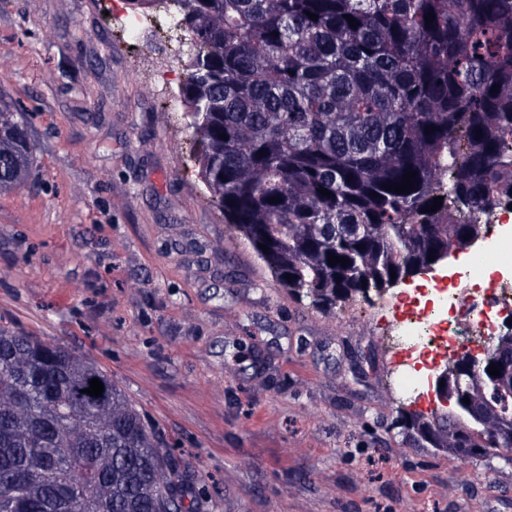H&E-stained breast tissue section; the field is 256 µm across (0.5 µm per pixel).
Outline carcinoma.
<instances>
[{
  "mask_svg": "<svg viewBox=\"0 0 512 512\" xmlns=\"http://www.w3.org/2000/svg\"><path fill=\"white\" fill-rule=\"evenodd\" d=\"M171 2L194 46L181 93L198 175L292 294L331 308L390 288L512 204V0ZM408 170L409 193L381 188ZM32 176L28 113L0 100V192ZM489 362L500 375L448 362V415L395 424L456 456L492 436L512 450V332ZM163 447L94 360L0 325V512H193Z\"/></svg>",
  "mask_w": 512,
  "mask_h": 512,
  "instance_id": "1",
  "label": "carcinoma"
}]
</instances>
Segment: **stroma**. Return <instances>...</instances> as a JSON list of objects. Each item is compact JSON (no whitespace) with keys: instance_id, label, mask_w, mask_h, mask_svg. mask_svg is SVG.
I'll list each match as a JSON object with an SVG mask.
<instances>
[{"instance_id":"1","label":"stroma","mask_w":512,"mask_h":512,"mask_svg":"<svg viewBox=\"0 0 512 512\" xmlns=\"http://www.w3.org/2000/svg\"><path fill=\"white\" fill-rule=\"evenodd\" d=\"M113 0H0V96L35 182L0 193V321L76 348L164 437L200 512H512V462L423 448L393 347L278 285L197 174L183 33L113 36ZM220 239L224 251L212 253Z\"/></svg>"}]
</instances>
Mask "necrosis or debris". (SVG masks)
<instances>
[{"instance_id":"necrosis-or-debris-1","label":"necrosis or debris","mask_w":512,"mask_h":512,"mask_svg":"<svg viewBox=\"0 0 512 512\" xmlns=\"http://www.w3.org/2000/svg\"><path fill=\"white\" fill-rule=\"evenodd\" d=\"M475 261L441 267L420 284L384 295L405 370L404 386L427 389L437 359L458 346L461 328L493 338L512 328V217L497 208L482 219Z\"/></svg>"}]
</instances>
